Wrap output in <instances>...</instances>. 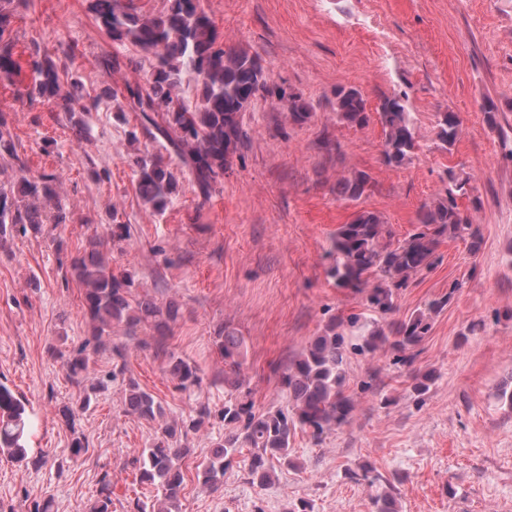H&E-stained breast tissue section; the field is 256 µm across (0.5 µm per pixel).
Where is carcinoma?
I'll return each instance as SVG.
<instances>
[{
  "mask_svg": "<svg viewBox=\"0 0 512 512\" xmlns=\"http://www.w3.org/2000/svg\"><path fill=\"white\" fill-rule=\"evenodd\" d=\"M17 0H0V78L19 72L13 59L9 32ZM90 11L112 42L118 46L133 44L152 57V70L144 86L125 87L127 108L140 115L141 126L154 139L162 138L186 170L198 191L207 197L224 177V170L237 153L245 137L243 114L257 97H269L288 103V122L302 126L311 122L314 111L298 92L270 85L259 59L246 50H224L218 43L202 0H168L167 9L153 18L139 15L128 0H90ZM30 66L36 74L29 92L31 99L56 103L69 99L62 93L68 75H60L49 56L38 45L30 53ZM99 65L107 76L119 72L125 61L117 52L101 56ZM196 83L195 104L187 103L179 89L183 77ZM70 80V79H68ZM72 92L78 82L70 80ZM338 122L364 127L370 121L367 104L354 86L336 87L332 102ZM378 115L384 130L382 163L400 167L409 162L418 147V133L407 101L386 97ZM437 137L453 146L462 133V121L452 111L436 115ZM14 162L11 179L0 183V250L7 251L14 237L42 238L47 225L67 223L65 208L59 204L53 174L32 176L18 154L16 141L4 113H0V160ZM137 190L142 200L155 211L163 212L177 193L178 181L170 159L146 152L134 161ZM371 186L365 171H353L336 177V197L360 200ZM469 181L450 176L445 194L424 204L418 213V226L403 239L396 238L392 225L377 212L362 210L348 224H341L331 239L333 263L328 270L336 287L367 291L370 316L354 314L347 322L330 320L323 329L288 363L282 384L288 390V407L258 412L252 400L237 395L243 384L241 356L243 339L222 327L214 344L224 359V387L229 395L218 415L224 421V437L214 442L209 453L197 465L198 482L217 489L224 482V471L235 454L247 452L243 463L249 482L266 487L277 478L278 469L294 467L291 443L297 431L306 433L315 444L347 423L356 410V401L346 394V359L351 350L374 354L388 346L397 353L395 363L411 361V351L428 336L432 316L441 312L461 284L450 286L448 294L427 302L406 319H393L399 291L409 287L417 276L435 267L438 249L446 239L466 241L470 254L483 244L481 225L459 207L458 199L468 195ZM131 237L130 225L114 224L107 236L93 234L83 251L71 256L70 275L83 291V307L90 326L85 346L69 350L61 345L49 348L51 358L59 362L67 376L79 384L89 373L90 353L111 350L123 357L132 348H154L164 359L165 371L177 381V388L191 392L200 387L199 369L168 349L167 335L181 315L180 305L170 300L161 305L150 297L133 298L136 287L129 272L115 273L105 261L104 248L124 251ZM123 332V340H113L114 329ZM150 330L151 340L138 337ZM126 364L114 365L106 377L83 391L76 403L58 410L63 423L74 433L71 454L85 451L84 437L76 433V417L91 406L93 396L118 379L124 384L123 412L147 422H160L153 440L130 461L135 480L149 496L136 503V512H181L180 494L184 474L182 461L189 456L188 437L203 431L212 411L202 404L195 414L170 421L157 397L133 378H125ZM412 392L423 398L434 382L431 371L412 376ZM32 419L22 399L0 383V455L15 462L28 459V434ZM362 479L375 488L371 496L372 512H399L394 487L381 480L375 468L360 466ZM97 498L87 512H112V483L108 476L100 481Z\"/></svg>",
  "mask_w": 512,
  "mask_h": 512,
  "instance_id": "carcinoma-1",
  "label": "carcinoma"
}]
</instances>
